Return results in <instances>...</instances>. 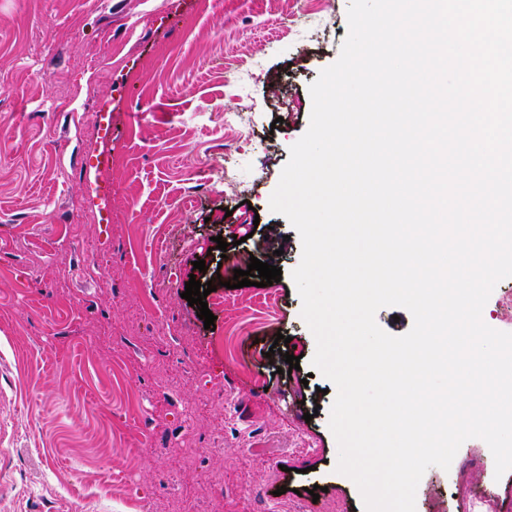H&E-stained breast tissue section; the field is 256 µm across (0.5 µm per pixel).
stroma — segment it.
Listing matches in <instances>:
<instances>
[{"label":"stroma","instance_id":"obj_1","mask_svg":"<svg viewBox=\"0 0 512 512\" xmlns=\"http://www.w3.org/2000/svg\"><path fill=\"white\" fill-rule=\"evenodd\" d=\"M350 2L0 0V512H365L269 206ZM254 258L280 282L229 288ZM491 456L466 440L415 512H512Z\"/></svg>","mask_w":512,"mask_h":512}]
</instances>
